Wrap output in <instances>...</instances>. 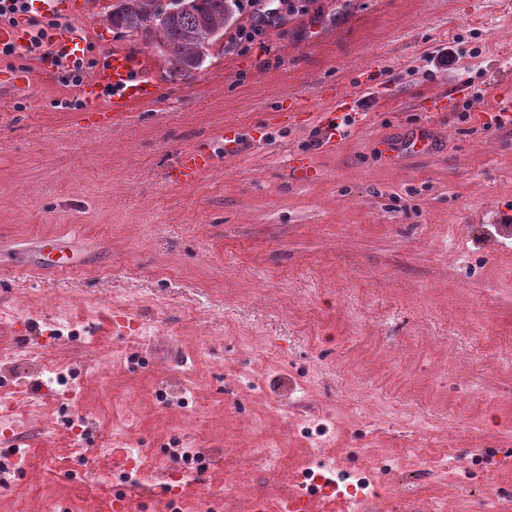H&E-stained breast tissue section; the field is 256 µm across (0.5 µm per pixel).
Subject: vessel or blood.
I'll return each mask as SVG.
<instances>
[{
	"label": "vessel or blood",
	"instance_id": "1",
	"mask_svg": "<svg viewBox=\"0 0 512 512\" xmlns=\"http://www.w3.org/2000/svg\"><path fill=\"white\" fill-rule=\"evenodd\" d=\"M150 62L142 54L125 49H115L99 65L94 80L84 85L83 95L93 98L97 89L108 86L112 98L103 110L107 119L119 120L134 108L152 103L157 97V83L150 75ZM432 142L425 135H417L407 143H385L383 152L391 157L401 154H427ZM211 158L197 150L182 152L172 167L170 178L181 185L197 181L201 173L210 167ZM342 497L327 493L322 499H288L277 495L259 494L253 499V512H336ZM85 512H139L138 503L125 496H115L95 501L86 506Z\"/></svg>",
	"mask_w": 512,
	"mask_h": 512
}]
</instances>
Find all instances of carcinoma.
<instances>
[{
  "mask_svg": "<svg viewBox=\"0 0 512 512\" xmlns=\"http://www.w3.org/2000/svg\"><path fill=\"white\" fill-rule=\"evenodd\" d=\"M105 16L112 26L149 39L172 69L189 79L202 68L209 49L224 37L234 13L231 0H194L191 9L170 15L159 10L156 0H119L107 8Z\"/></svg>",
  "mask_w": 512,
  "mask_h": 512,
  "instance_id": "carcinoma-1",
  "label": "carcinoma"
}]
</instances>
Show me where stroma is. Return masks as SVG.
<instances>
[{"label":"stroma","instance_id":"35a3bbf8","mask_svg":"<svg viewBox=\"0 0 512 512\" xmlns=\"http://www.w3.org/2000/svg\"><path fill=\"white\" fill-rule=\"evenodd\" d=\"M113 2L56 13L87 75L115 48L150 59L158 98L123 121L87 123L94 103L59 72L0 54V512L113 493L152 512L182 483L175 448L202 457L191 478L235 483L188 512L287 492L307 448L327 467L396 458L388 478L415 477L422 512L487 497L422 455L479 449L512 488V128L492 110L512 88L507 0H296L244 50L241 10L189 79L104 21ZM448 46L452 71L433 62ZM291 96L309 111H282ZM424 129L430 154L381 153ZM191 148L211 167L171 183ZM62 256L74 272L55 273Z\"/></svg>","mask_w":512,"mask_h":512}]
</instances>
